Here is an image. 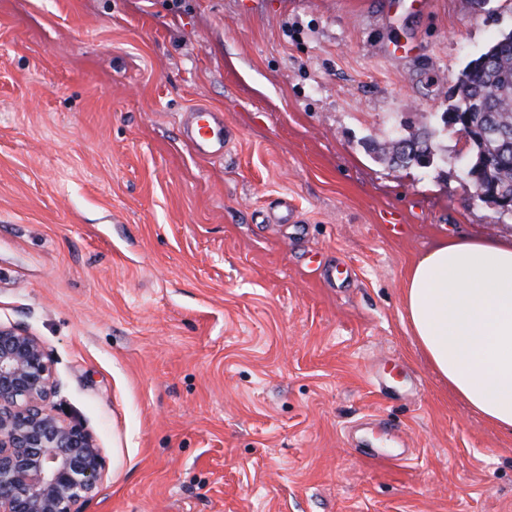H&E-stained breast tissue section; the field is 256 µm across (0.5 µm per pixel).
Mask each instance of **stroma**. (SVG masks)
<instances>
[{
    "label": "stroma",
    "mask_w": 512,
    "mask_h": 512,
    "mask_svg": "<svg viewBox=\"0 0 512 512\" xmlns=\"http://www.w3.org/2000/svg\"><path fill=\"white\" fill-rule=\"evenodd\" d=\"M386 2L0 0V326L102 452L87 512H512V433L403 302L426 250L512 244L443 123L512 0ZM192 112L193 119L186 130L188 141L200 156H218L232 141L229 128L216 121L215 114L208 108L198 107ZM387 146L393 149L394 159L400 163L402 156V149L409 147L411 149L410 156L420 161V165H428L432 159L433 153L428 141L421 139H413L407 141L404 138H394L387 141Z\"/></svg>",
    "instance_id": "1"
}]
</instances>
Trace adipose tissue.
Wrapping results in <instances>:
<instances>
[{"label":"adipose tissue","instance_id":"1","mask_svg":"<svg viewBox=\"0 0 512 512\" xmlns=\"http://www.w3.org/2000/svg\"><path fill=\"white\" fill-rule=\"evenodd\" d=\"M404 301L438 375L480 416L512 432V246L440 244L412 264Z\"/></svg>","mask_w":512,"mask_h":512}]
</instances>
